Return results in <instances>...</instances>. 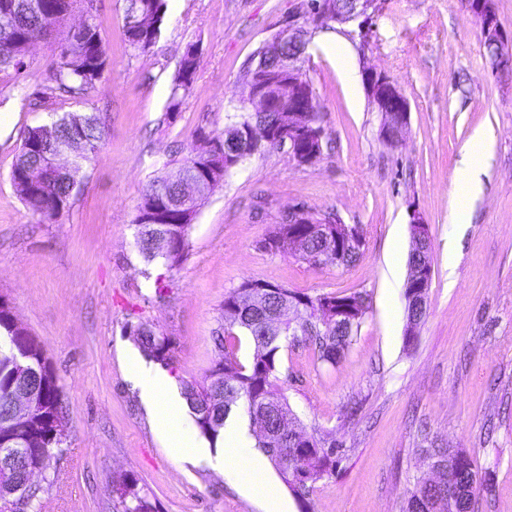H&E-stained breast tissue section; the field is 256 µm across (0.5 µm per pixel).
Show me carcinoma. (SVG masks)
<instances>
[{
    "mask_svg": "<svg viewBox=\"0 0 512 512\" xmlns=\"http://www.w3.org/2000/svg\"><path fill=\"white\" fill-rule=\"evenodd\" d=\"M84 0H0V70L19 72L25 65L28 46L40 40H55L57 62L50 70L47 85L35 92L34 106L54 111L57 98L67 96L84 100L94 89L107 64L106 50L100 38V25L73 30L62 23L61 16L78 12ZM167 8L166 0H125L123 35L127 46L139 53L152 51L161 38V24ZM308 42H283L264 45L254 52L244 68L243 96L247 99L258 84L257 66L263 62L271 73L288 74V58L300 56L304 66ZM201 54L189 44L182 53L174 77L172 97L187 91L200 67ZM269 93L277 106L272 112H246L244 104L234 107L220 132L199 131L187 153L176 160L178 168L170 176L158 177L143 190L136 206L133 224L137 226L136 245L143 258L161 259L168 268L180 265L189 248V232L204 197L183 207L182 175L190 174L199 181L218 185L230 171L246 159L276 148L273 142L255 140L252 129L263 127L275 131L288 122V83L282 79L269 85ZM298 121L311 131L301 146L322 154L323 129L319 109L302 113ZM105 136V124L91 113H65L49 125L27 129L21 148L12 165L10 183L28 211L40 223H50L70 205L72 193L80 183L83 163L95 154ZM77 142L81 151L64 172L48 170L49 153L62 145ZM351 226L346 224L337 237L328 238L311 230L309 224H290L286 220L274 224L265 235V250L279 252L299 239L302 251L294 256L309 262L311 257L341 254V266L356 262L362 248L351 243ZM431 262V244L412 241L406 281L415 274V265ZM244 281L224 299V313L230 321L217 336L223 354L203 381L184 384L182 395L199 431L214 440L224 430L226 418L239 405L246 406L250 425H260L270 435L258 437L260 448H267L270 460L286 485L297 484L304 500L312 485L331 473L336 466V443L315 441L314 449L303 450L300 439L306 436L299 421L292 417L288 401L279 385L277 354L282 338L314 345L317 358L335 365L350 346L366 313L359 292L342 296L312 299L282 285L263 293L248 291ZM346 306L354 312L347 323H336V309ZM427 315V298L406 302L405 346L414 345L418 329ZM243 330L253 345L248 363L235 354L234 329ZM0 330L5 331L0 344V463L11 461L22 471L40 464L46 454L62 443L46 442L53 430L52 420L62 414L60 387L44 345L27 335L15 342L7 301L0 299ZM143 352L157 361L170 359V340L147 323L133 329ZM28 354L25 368H20L13 355L19 349ZM32 371L38 389L36 406L22 426L11 417V399L21 387L24 370ZM443 469L426 487L414 486L404 500L400 512H475L480 490L489 478L473 468L470 455L461 448H423ZM115 512H157V505L139 486V478L129 475L112 488Z\"/></svg>",
    "mask_w": 512,
    "mask_h": 512,
    "instance_id": "obj_1",
    "label": "carcinoma"
}]
</instances>
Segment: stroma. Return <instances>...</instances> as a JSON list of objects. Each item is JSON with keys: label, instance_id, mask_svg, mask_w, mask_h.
Here are the masks:
<instances>
[{"label": "stroma", "instance_id": "stroma-1", "mask_svg": "<svg viewBox=\"0 0 512 512\" xmlns=\"http://www.w3.org/2000/svg\"><path fill=\"white\" fill-rule=\"evenodd\" d=\"M359 31L316 29L306 0H179L168 7L157 47L131 51L123 0H98L107 65L88 100L58 98L32 110L57 60L40 42L23 71H0V296L44 344L59 378L67 436L42 476L52 483L37 512H114L112 484L132 473L158 512H266L228 469L191 465L169 449L140 398L128 351L130 324L170 339L164 373L174 394L219 359L224 299L247 279L312 298L362 293L367 306L333 366L312 347L284 340L280 385L307 434L336 442V469L299 501L272 464L264 472L285 512H399L425 470V437L465 449L491 472L478 512H512V71L492 70L479 25L463 0H380ZM307 32L304 69L319 103L322 154L297 164L284 149L255 155L209 192L190 230L184 262L146 263L135 246L143 189L180 159L197 130L223 129L239 100L243 69L288 17ZM352 51L348 89L328 43ZM197 45L201 64L178 107L177 62ZM372 64L410 105L399 146L380 137L362 83ZM97 112L105 141L85 165L69 209L38 222L16 197L11 167L28 127L54 114ZM489 134L483 190L448 259L454 177L477 130ZM336 213L359 226L360 259L316 266L261 248L289 206ZM420 216L432 241L428 315L414 348L404 345L405 281L393 279V243L411 244Z\"/></svg>", "mask_w": 512, "mask_h": 512}]
</instances>
